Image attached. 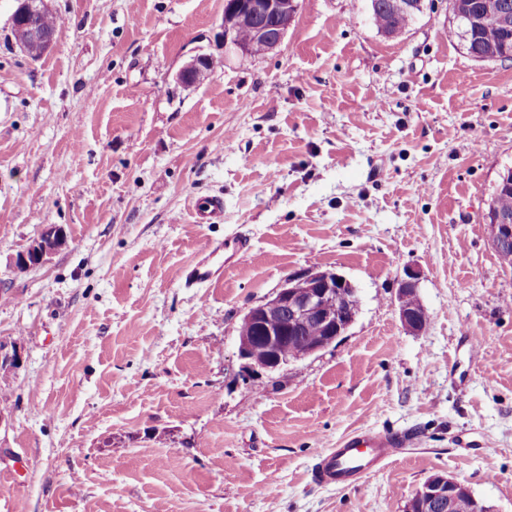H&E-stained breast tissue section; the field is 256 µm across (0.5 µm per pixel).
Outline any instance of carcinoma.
Instances as JSON below:
<instances>
[{
  "instance_id": "cac0c4a2",
  "label": "carcinoma",
  "mask_w": 512,
  "mask_h": 512,
  "mask_svg": "<svg viewBox=\"0 0 512 512\" xmlns=\"http://www.w3.org/2000/svg\"><path fill=\"white\" fill-rule=\"evenodd\" d=\"M385 0H371V11L379 29L394 37L408 31L416 14L390 12L384 8ZM512 10V0H467L465 14L473 22H459V36L467 52L481 49L497 55L500 61L512 60V32L501 26V13L504 7Z\"/></svg>"
}]
</instances>
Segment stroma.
<instances>
[{
    "label": "stroma",
    "instance_id": "obj_1",
    "mask_svg": "<svg viewBox=\"0 0 512 512\" xmlns=\"http://www.w3.org/2000/svg\"><path fill=\"white\" fill-rule=\"evenodd\" d=\"M296 5L251 56L224 47V0H48L60 25L34 60L0 0V350L20 355L0 370V512H405L434 475L512 512V271L485 221L512 167V61L470 56L450 0L397 38L369 0ZM201 53L221 66L179 81ZM201 195L223 223H195ZM49 224L66 247L14 273ZM232 232L249 250L185 287ZM313 267L356 286L355 323L250 373L244 315ZM368 428L420 442L315 484ZM417 287V273L413 270H406L404 277L399 281L397 302L401 323L410 332L424 330L428 322L427 311L421 302H419L420 307L408 303L410 298H416ZM416 299L418 300V298Z\"/></svg>",
    "mask_w": 512,
    "mask_h": 512
}]
</instances>
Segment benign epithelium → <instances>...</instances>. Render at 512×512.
Returning a JSON list of instances; mask_svg holds the SVG:
<instances>
[{
    "label": "benign epithelium",
    "instance_id": "7a95c632",
    "mask_svg": "<svg viewBox=\"0 0 512 512\" xmlns=\"http://www.w3.org/2000/svg\"><path fill=\"white\" fill-rule=\"evenodd\" d=\"M48 9L47 0H20L14 19L20 15H36ZM296 10L295 0H224V46H233L243 54L251 47L237 42V30L246 25L252 31L254 42L265 51L278 47L291 24ZM14 36L20 50L29 55L32 46L39 44L49 49L54 35L47 34L30 24L14 27ZM205 54L196 55L184 67L180 77L186 84L203 81L208 73ZM495 250L502 252L512 245V215L490 208L486 214ZM66 244L63 229L49 225L39 238L11 261L17 274L46 264ZM417 273L404 272L399 281L398 311L402 325L410 332L425 329L428 315L425 307H415L408 300L416 296ZM355 286L344 276L330 270L310 269L287 277L274 295L251 308L243 322L251 332L239 336L240 357L247 367L271 371L290 362L317 354L345 335L356 320L358 311L350 303L340 304L338 297L348 298ZM311 325L318 326L323 335L308 338L300 331ZM469 492L462 482L442 475L429 478L410 501L407 512H453L457 498Z\"/></svg>",
    "mask_w": 512,
    "mask_h": 512
}]
</instances>
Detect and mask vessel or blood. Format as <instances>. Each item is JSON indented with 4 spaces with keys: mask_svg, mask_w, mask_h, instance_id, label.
I'll return each instance as SVG.
<instances>
[{
    "mask_svg": "<svg viewBox=\"0 0 512 512\" xmlns=\"http://www.w3.org/2000/svg\"><path fill=\"white\" fill-rule=\"evenodd\" d=\"M193 217L199 224H220L224 221V200L218 196H200L194 202ZM249 247L241 233L225 235L217 246L220 260L204 257L183 272L187 286L204 285L222 279L224 269L235 263ZM417 435L411 430L381 432L373 429L356 431L343 437L336 447L326 449L312 468L315 483L331 487L356 482L379 465L389 462L416 445Z\"/></svg>",
    "mask_w": 512,
    "mask_h": 512,
    "instance_id": "b4317fda",
    "label": "vessel or blood"
}]
</instances>
